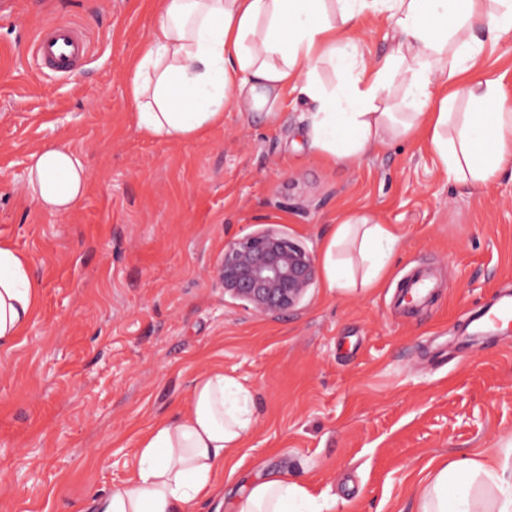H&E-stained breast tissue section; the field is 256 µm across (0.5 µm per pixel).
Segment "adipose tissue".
Returning <instances> with one entry per match:
<instances>
[{
  "mask_svg": "<svg viewBox=\"0 0 512 512\" xmlns=\"http://www.w3.org/2000/svg\"><path fill=\"white\" fill-rule=\"evenodd\" d=\"M157 9L128 82L137 126L151 138L198 139L223 124L228 104L269 112L292 91L315 104L304 135L326 160L355 162L420 133L448 179L485 183L512 168V102L499 79L475 74L485 43L512 34V0H157ZM363 16L385 17L391 28L376 62L354 35ZM84 181L70 143L30 156L29 190L47 213L71 211ZM398 241L394 226L369 214L346 217L322 244L326 287L376 286ZM37 301L29 258L0 246V350L14 347ZM251 401L223 370L197 377L189 409L141 437L135 479L93 499V512H193L249 434ZM236 512L329 507L281 475L252 483ZM418 512H512V448L436 467Z\"/></svg>",
  "mask_w": 512,
  "mask_h": 512,
  "instance_id": "ef3b65f1",
  "label": "adipose tissue"
}]
</instances>
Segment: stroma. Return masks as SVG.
Wrapping results in <instances>:
<instances>
[{"instance_id": "35a3bbf8", "label": "stroma", "mask_w": 512, "mask_h": 512, "mask_svg": "<svg viewBox=\"0 0 512 512\" xmlns=\"http://www.w3.org/2000/svg\"><path fill=\"white\" fill-rule=\"evenodd\" d=\"M59 19L91 43L65 76L31 48ZM157 19L156 0H0V242L39 289L0 351V512H90L215 368L253 393V429L216 479L225 503L287 472L332 512H417L436 465L512 444V332L461 343L512 294V175L450 181L419 136L327 162L291 93L271 113L225 109L198 140L148 138L127 67ZM58 140L82 155L86 187L51 215L25 173ZM361 212L399 235L381 287L318 280L276 317L225 295V242L271 226L316 253ZM414 275L433 287L411 307Z\"/></svg>"}]
</instances>
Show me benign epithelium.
<instances>
[{
    "label": "benign epithelium",
    "instance_id": "7a95c632",
    "mask_svg": "<svg viewBox=\"0 0 512 512\" xmlns=\"http://www.w3.org/2000/svg\"><path fill=\"white\" fill-rule=\"evenodd\" d=\"M217 273L224 293L261 316L297 307L315 281L312 252L268 228L224 246Z\"/></svg>",
    "mask_w": 512,
    "mask_h": 512
}]
</instances>
